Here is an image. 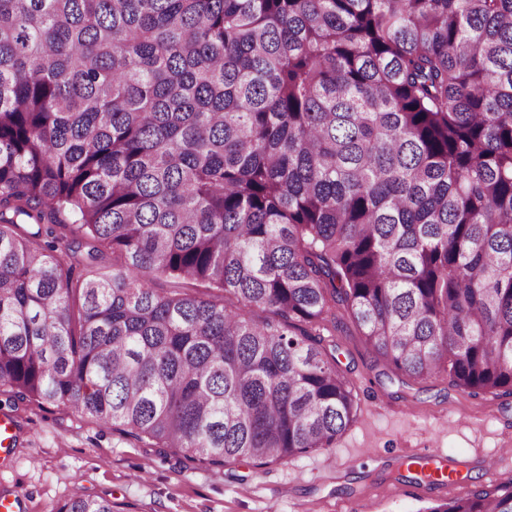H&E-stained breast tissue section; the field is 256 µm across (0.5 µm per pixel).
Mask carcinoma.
<instances>
[{"label":"carcinoma","mask_w":512,"mask_h":512,"mask_svg":"<svg viewBox=\"0 0 512 512\" xmlns=\"http://www.w3.org/2000/svg\"><path fill=\"white\" fill-rule=\"evenodd\" d=\"M338 305L512 394V0H0L1 392L286 464L358 409Z\"/></svg>","instance_id":"cac0c4a2"}]
</instances>
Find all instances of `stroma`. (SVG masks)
I'll return each instance as SVG.
<instances>
[{
    "mask_svg": "<svg viewBox=\"0 0 512 512\" xmlns=\"http://www.w3.org/2000/svg\"><path fill=\"white\" fill-rule=\"evenodd\" d=\"M329 341L359 403L335 447L285 465L243 462L217 472L56 406L21 401L0 405L15 435L11 451L0 452V495L19 496V512H57L77 483L115 512H428L448 494L417 492L415 471L402 463L424 448L463 463L466 488L512 483V395H473L446 377L393 372L341 308ZM485 457L495 458L493 473Z\"/></svg>",
    "mask_w": 512,
    "mask_h": 512,
    "instance_id": "obj_1",
    "label": "stroma"
}]
</instances>
